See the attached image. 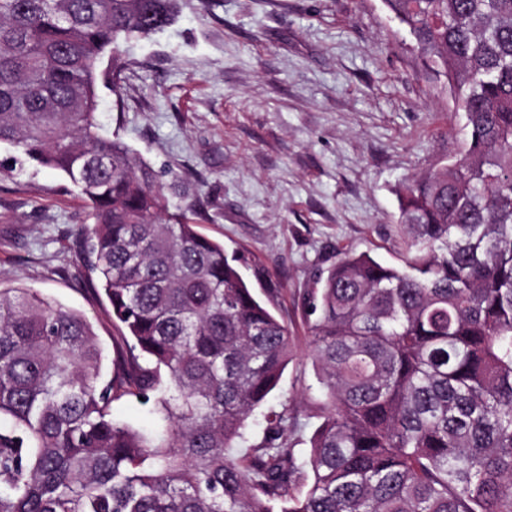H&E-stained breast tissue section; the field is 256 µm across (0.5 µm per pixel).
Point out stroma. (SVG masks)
Masks as SVG:
<instances>
[{"mask_svg": "<svg viewBox=\"0 0 512 512\" xmlns=\"http://www.w3.org/2000/svg\"><path fill=\"white\" fill-rule=\"evenodd\" d=\"M123 58L121 92L111 60L98 77L102 133L156 171L170 208L193 206L252 288H278L298 340L246 443L262 442L272 409L310 436L307 291L345 252L400 265L398 190L460 149L461 118L381 0H181ZM14 154L0 144V286L84 312L111 348L107 301L76 247L91 210L60 172L9 169Z\"/></svg>", "mask_w": 512, "mask_h": 512, "instance_id": "35a3bbf8", "label": "stroma"}]
</instances>
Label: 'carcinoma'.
<instances>
[{
    "label": "carcinoma",
    "instance_id": "obj_1",
    "mask_svg": "<svg viewBox=\"0 0 512 512\" xmlns=\"http://www.w3.org/2000/svg\"><path fill=\"white\" fill-rule=\"evenodd\" d=\"M462 115L400 191L405 266L349 253L313 289L319 425L238 448L296 354L239 259L100 133L96 81L177 0H0V143L89 204L112 369L80 311L0 288V512H512V0H382ZM142 397L154 424L112 415ZM308 448H300L302 444ZM299 489L300 495L291 494Z\"/></svg>",
    "mask_w": 512,
    "mask_h": 512
}]
</instances>
